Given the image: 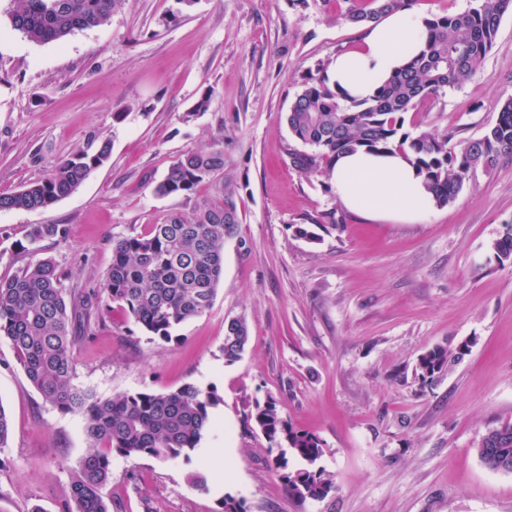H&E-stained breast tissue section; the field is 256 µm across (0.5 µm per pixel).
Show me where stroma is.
I'll return each instance as SVG.
<instances>
[{
    "label": "stroma",
    "instance_id": "stroma-1",
    "mask_svg": "<svg viewBox=\"0 0 512 512\" xmlns=\"http://www.w3.org/2000/svg\"><path fill=\"white\" fill-rule=\"evenodd\" d=\"M14 7L0 0V195L45 177L90 135L112 151L52 207L0 210L1 278L50 256L66 291L101 293L113 242L192 215L195 198L154 188L182 153L219 138L241 218L209 312L161 341L115 305L77 339L73 381L98 397L191 382L221 398L190 459L113 456L112 512H221L227 495L247 512H512V473L475 451L489 427L512 422V262L491 250L512 226V156L418 223L370 220L293 167L285 121L304 76L357 44L344 0H122L110 23L43 44L13 29ZM510 97L509 14L478 73L406 113L404 129L456 145L480 137ZM33 224L68 233L19 251ZM237 317L250 340L229 363L224 324ZM464 342L461 361L415 376L422 353ZM267 400L318 438L334 478L324 499L291 498L266 438L247 426ZM0 403L12 420L0 512H61L88 447L83 414L46 402L3 337Z\"/></svg>",
    "mask_w": 512,
    "mask_h": 512
}]
</instances>
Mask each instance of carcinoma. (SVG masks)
Masks as SVG:
<instances>
[{"label":"carcinoma","mask_w":512,"mask_h":512,"mask_svg":"<svg viewBox=\"0 0 512 512\" xmlns=\"http://www.w3.org/2000/svg\"><path fill=\"white\" fill-rule=\"evenodd\" d=\"M119 0H18L10 15L12 27L35 43L60 41L76 31L110 21ZM411 0H350L344 18L364 27ZM512 0H478L460 13L428 21L424 48L406 66L381 84L370 97L348 104L324 77L328 64L304 77L300 93L286 112L293 139L302 146L290 153L292 165L308 176L330 177L342 154L407 151L436 205L445 206L462 191L477 169L489 171L512 155V97L484 134L459 148L448 136L403 130L404 114L433 103L447 88L462 86L478 70L492 47ZM110 157L106 140L88 139L86 147L57 163L51 172L21 190L0 196V209H46L76 192ZM224 146L189 150L155 187L161 196L191 197L202 184L213 193L196 200L192 216L178 212L152 225L149 232L116 241L112 265L104 280L107 303L118 304L144 331L162 340L178 326L208 312L214 305L224 272V243L240 224L234 193L221 181ZM66 237L63 224H35L27 241ZM499 262L512 259V227L492 245ZM62 273L51 257L21 266L0 278V335L6 337L31 385L62 413L85 416L89 445L71 476L63 512H112L102 489L112 478V455L148 456L159 460L190 458L212 425L220 399L212 389L186 383L164 393H115L101 399L72 382L73 321L87 314V298L66 294ZM249 341L245 320L226 328L222 351L227 362L240 358ZM468 346L451 350L436 346L418 359L415 373L431 378L459 361ZM246 422L267 438L268 452L288 495L298 501L319 500L334 487L332 476L317 461L319 440L295 430L276 404L255 403ZM491 471L512 468V423L489 428L476 446Z\"/></svg>","instance_id":"obj_1"}]
</instances>
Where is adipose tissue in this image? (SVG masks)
Returning <instances> with one entry per match:
<instances>
[{
	"mask_svg": "<svg viewBox=\"0 0 512 512\" xmlns=\"http://www.w3.org/2000/svg\"><path fill=\"white\" fill-rule=\"evenodd\" d=\"M427 17L405 7L365 27L358 48L336 54L326 79L342 99H362L424 46ZM331 182L343 206L373 220L414 223L435 208L413 164L401 153L340 156Z\"/></svg>",
	"mask_w": 512,
	"mask_h": 512,
	"instance_id": "1",
	"label": "adipose tissue"
}]
</instances>
